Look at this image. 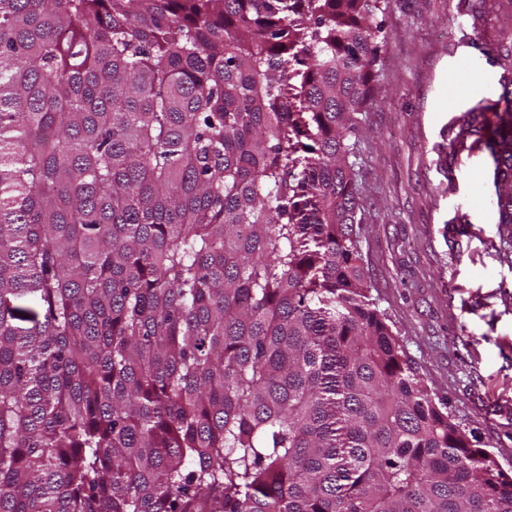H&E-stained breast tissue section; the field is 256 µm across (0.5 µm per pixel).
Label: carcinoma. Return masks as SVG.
Instances as JSON below:
<instances>
[{"instance_id":"obj_1","label":"carcinoma","mask_w":512,"mask_h":512,"mask_svg":"<svg viewBox=\"0 0 512 512\" xmlns=\"http://www.w3.org/2000/svg\"><path fill=\"white\" fill-rule=\"evenodd\" d=\"M388 5L0 0V512H512L364 272Z\"/></svg>"}]
</instances>
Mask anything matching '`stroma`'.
Wrapping results in <instances>:
<instances>
[{"mask_svg": "<svg viewBox=\"0 0 512 512\" xmlns=\"http://www.w3.org/2000/svg\"><path fill=\"white\" fill-rule=\"evenodd\" d=\"M377 21L353 159L371 294L437 399L512 473V246L489 153L461 135L512 106V0H390Z\"/></svg>", "mask_w": 512, "mask_h": 512, "instance_id": "1", "label": "stroma"}]
</instances>
